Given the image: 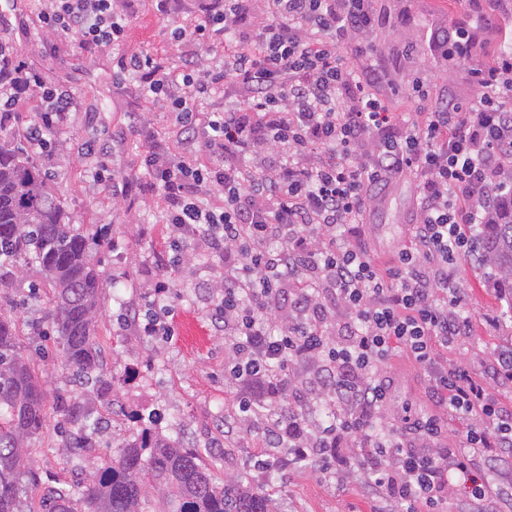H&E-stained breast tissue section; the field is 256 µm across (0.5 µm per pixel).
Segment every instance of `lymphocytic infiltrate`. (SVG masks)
Here are the masks:
<instances>
[{
  "label": "lymphocytic infiltrate",
  "instance_id": "lymphocytic-infiltrate-1",
  "mask_svg": "<svg viewBox=\"0 0 512 512\" xmlns=\"http://www.w3.org/2000/svg\"><path fill=\"white\" fill-rule=\"evenodd\" d=\"M139 2L38 0L35 35L76 40L90 60L112 51L113 86L136 81L139 97L168 112L181 152L137 117L128 131L143 143L141 161L134 176L113 180L112 196L136 188L158 197L174 236L220 258L213 318L230 338L227 373L259 390L241 410L275 402L289 365H302L335 417L311 437L300 419L288 421L300 458L360 449L396 512H445L464 479L483 500L464 456L442 440L443 419L468 422L466 445L480 454L512 449V410L489 392L491 381L512 379V350L479 373L437 351L472 333L459 312L458 262L476 226L512 197V107L497 97L512 92V51L477 64L473 27L434 30L445 58L471 63V99L392 112L371 91L384 71H353L341 52L376 27L372 0H198L187 22L179 0H147L169 31L165 56L125 45ZM223 95L235 105L209 106ZM28 99L41 115L26 139L42 153L70 126L76 98L46 84L0 32V125ZM402 177L416 188L409 243L381 264L357 234ZM398 348L428 372L430 399L444 411L414 418L408 440L383 425L380 369Z\"/></svg>",
  "mask_w": 512,
  "mask_h": 512
}]
</instances>
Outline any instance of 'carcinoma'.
Returning a JSON list of instances; mask_svg holds the SVG:
<instances>
[{
    "label": "carcinoma",
    "mask_w": 512,
    "mask_h": 512,
    "mask_svg": "<svg viewBox=\"0 0 512 512\" xmlns=\"http://www.w3.org/2000/svg\"><path fill=\"white\" fill-rule=\"evenodd\" d=\"M475 251L496 272L498 294L512 302V199L491 224L481 225ZM38 265L47 288L49 336L61 351L82 392L59 400L56 412L71 425L65 447H100L101 415L89 394L114 405L117 388L104 378L97 341L101 275L87 252L83 233L66 222L64 206L48 177L15 137L0 135V288L11 285L30 262ZM16 319L0 314V512H154L150 495H161L165 512H276L260 489L229 476L219 483L201 454L149 425L124 440L109 464L83 482L80 507L62 503L50 491L39 502H23L29 448L49 422L47 393L23 354Z\"/></svg>",
    "instance_id": "obj_1"
}]
</instances>
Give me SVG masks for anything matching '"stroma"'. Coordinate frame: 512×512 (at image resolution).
Listing matches in <instances>:
<instances>
[{"label":"stroma","mask_w":512,"mask_h":512,"mask_svg":"<svg viewBox=\"0 0 512 512\" xmlns=\"http://www.w3.org/2000/svg\"><path fill=\"white\" fill-rule=\"evenodd\" d=\"M373 6L380 23L372 39L386 51L381 66L387 72L375 93L387 106L412 112L421 103L435 107L451 98L463 102L472 96L470 63L432 60L422 50L428 27L467 22L473 11L468 0H374ZM482 8L487 25L475 48L478 61L487 59L512 33V0H483ZM0 30L12 35L22 55L48 83L71 86L80 104L70 127L53 136L50 152L34 155L33 160L50 176L71 224L89 233V252L102 273L97 327L101 364L106 377L118 383L123 407L110 419L107 437L127 438L139 430L142 417L156 412L159 430L198 447L216 480L242 477L272 493L279 512H392V503L368 483L355 455L333 463L328 472L314 468L310 461L295 460L292 448L270 446L265 417L240 411L239 404L249 392L240 381L225 377L224 334L215 329L209 314L208 284L218 257H189L183 271L171 268L172 233L160 219L158 199L135 192L123 201H113L111 159L87 156L88 143L126 127L131 113H145L161 133L169 125L168 114L140 100L134 89L113 88L112 54L86 62L75 44L34 37L20 12L0 15ZM126 44L159 55L168 49L166 27L146 0H141L126 32ZM417 78L424 83L422 100L412 88ZM90 112L100 113V124L88 123ZM414 196L411 180L400 178L368 217L365 239L376 259L392 258L404 244ZM459 278L473 334L440 357L479 372L498 350L512 348V306L495 297L493 269L464 259L459 263ZM161 279L170 281L174 290L156 304L150 289ZM40 281L36 265H28L13 288L0 290V314L27 322L40 318L48 293L31 291ZM130 305L144 313L170 310V335H141L123 317ZM23 342L24 354L33 359L48 397L74 393L62 356L53 351L40 357L39 337L27 336ZM385 370L393 381L390 418L432 410L429 376L406 352L394 351ZM111 454V449L93 448L68 455L57 423H50L33 467L37 484L42 489L51 486L73 492L77 482L104 466ZM472 472L484 483L493 512H512V452L494 465L476 458Z\"/></svg>","instance_id":"35a3bbf8"}]
</instances>
